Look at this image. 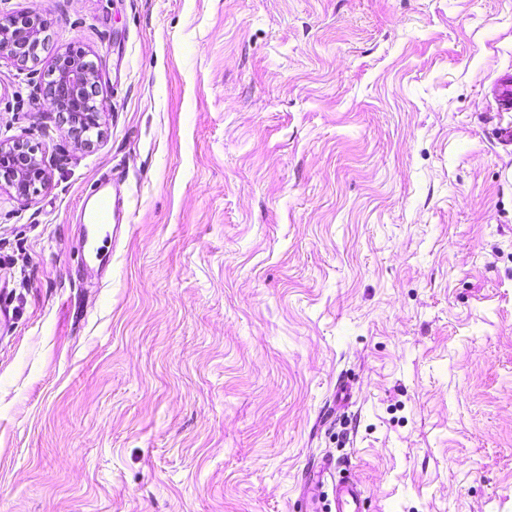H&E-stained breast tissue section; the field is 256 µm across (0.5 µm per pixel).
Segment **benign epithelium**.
<instances>
[{"label": "benign epithelium", "instance_id": "obj_1", "mask_svg": "<svg viewBox=\"0 0 512 512\" xmlns=\"http://www.w3.org/2000/svg\"><path fill=\"white\" fill-rule=\"evenodd\" d=\"M46 30L45 21L34 12L1 14L0 58L5 56L18 67L36 63ZM51 76L42 93L69 125L75 146L91 149L103 137L104 104L99 100L95 63L86 60L84 51L69 47L55 57ZM37 151L38 147L24 139L0 140V189L25 201L40 192L47 176Z\"/></svg>", "mask_w": 512, "mask_h": 512}]
</instances>
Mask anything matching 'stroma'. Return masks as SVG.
I'll use <instances>...</instances> for the list:
<instances>
[{
  "label": "stroma",
  "mask_w": 512,
  "mask_h": 512,
  "mask_svg": "<svg viewBox=\"0 0 512 512\" xmlns=\"http://www.w3.org/2000/svg\"><path fill=\"white\" fill-rule=\"evenodd\" d=\"M7 9L47 41L0 60V139L49 179L0 190V512H294L324 461L369 512H512V0ZM69 46L90 151L39 92ZM80 223L85 225L86 234L78 241V250L84 257L85 253L95 252L96 256L101 255L105 245L99 246V240L103 237L102 242L109 239V233L105 230L108 224H105L103 215L100 210H94L87 213L85 208L80 210ZM104 233V235H103Z\"/></svg>",
  "instance_id": "35a3bbf8"
}]
</instances>
